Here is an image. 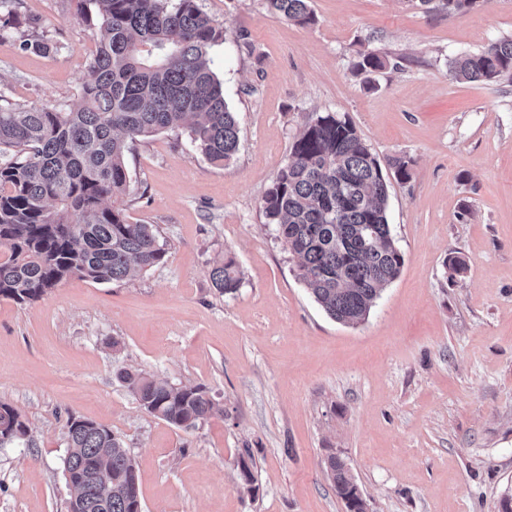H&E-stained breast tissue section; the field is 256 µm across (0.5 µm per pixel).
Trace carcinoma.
Wrapping results in <instances>:
<instances>
[{
  "label": "carcinoma",
  "instance_id": "carcinoma-1",
  "mask_svg": "<svg viewBox=\"0 0 512 512\" xmlns=\"http://www.w3.org/2000/svg\"><path fill=\"white\" fill-rule=\"evenodd\" d=\"M94 6L102 37L96 45L77 108L0 105V296L36 301L71 277L95 283L128 279L163 263L166 251L151 224L128 222L109 201L130 191L124 156L152 133L184 129L210 162L226 164L239 149V126L214 71L212 49L226 30L197 0H78ZM426 12L453 17L479 0H416ZM288 21L314 22L309 0H265ZM385 60L361 54L357 74ZM458 80L512 79V38L455 58ZM411 158L381 161L345 116H316L295 138L289 157L262 199L269 224L291 256L298 280L332 319L366 320L399 275L404 256L387 219L390 170L411 178ZM216 288L235 293L243 276L228 257L211 269ZM117 377L141 407L179 428L197 427L224 409L205 388L178 387L120 369ZM64 473L81 490L80 512H135L133 459L109 429L70 417ZM29 436L14 408L0 402V447ZM325 468L347 512H363L359 487L341 457ZM118 488L99 501V486Z\"/></svg>",
  "mask_w": 512,
  "mask_h": 512
}]
</instances>
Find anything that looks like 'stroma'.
Here are the masks:
<instances>
[{"instance_id":"35a3bbf8","label":"stroma","mask_w":512,"mask_h":512,"mask_svg":"<svg viewBox=\"0 0 512 512\" xmlns=\"http://www.w3.org/2000/svg\"><path fill=\"white\" fill-rule=\"evenodd\" d=\"M198 4L226 29L214 70L239 151L212 164L183 130L131 144V191L114 204L154 225L165 262L122 283L71 277L33 302L0 297V401L30 428L0 447V512H68L71 416L122 440L142 512H344L324 468L337 451L368 512H498L512 494V80L462 82L449 62L512 37V0L456 17L413 0H310L311 25L263 0ZM32 32L54 50L23 49ZM100 37L76 0H0V104H78ZM369 52L387 65L367 79L351 63ZM325 112L378 158L413 161L410 180L389 181L404 264L354 326L314 301L261 209ZM226 255L244 274L232 295L210 279ZM121 368L204 387L224 413L175 427L139 405Z\"/></svg>"}]
</instances>
